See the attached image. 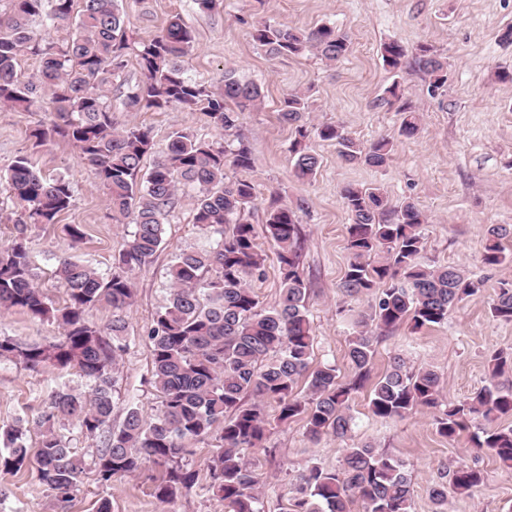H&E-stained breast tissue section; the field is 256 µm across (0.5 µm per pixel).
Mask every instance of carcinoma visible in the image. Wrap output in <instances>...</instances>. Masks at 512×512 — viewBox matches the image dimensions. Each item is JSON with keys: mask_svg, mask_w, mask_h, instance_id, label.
Here are the masks:
<instances>
[{"mask_svg": "<svg viewBox=\"0 0 512 512\" xmlns=\"http://www.w3.org/2000/svg\"><path fill=\"white\" fill-rule=\"evenodd\" d=\"M0 9V106L21 112H52L54 120L30 130L34 144L65 142L80 152L106 190L112 221L131 219L134 231L112 259V272L102 274L79 261H65L55 270L66 289L65 306L58 308L34 283L28 237L19 229L0 247V308L19 309L33 318L57 321L61 339L48 344L25 343L0 336V362L15 361L30 371L45 368L77 370L90 382L89 391L54 392L35 419L39 430L35 460L37 478L59 508L71 499L84 472V461L62 434L66 422L98 440L95 460L100 481L138 472L152 462L165 468L155 484L161 501L193 486L196 474L181 465L200 443L215 441L208 463L210 485L224 512H264L259 489L261 475L245 452L265 439V404L278 407L277 420H305L311 441L332 436L345 440L354 421L355 395L368 380L376 344L401 324L420 330L448 320V312L476 295L485 280L451 265L424 261L421 227L427 215L413 201L393 209L383 188L349 185L341 192L350 215L346 249L349 261L338 290L346 299L376 294L358 315L348 341L347 357L354 371L341 380L336 368L310 367L314 336L308 316V288L300 270L295 206L272 205L265 223L267 237L277 247L279 298L266 308L252 288L264 263L247 213L258 199L249 179L226 180L225 169L252 168L249 146L234 148L223 134L236 128L244 112L263 98L261 87L231 74L218 87L187 75L183 65L194 43L192 30L175 17L149 40L131 28L117 0H5ZM63 32L53 40L34 24ZM253 41L272 58L315 51L327 61L344 58L347 35L323 24L301 29L258 19ZM40 59L38 75L24 80L20 58ZM384 67L402 70L407 49L397 41L380 47ZM135 59L141 77L117 86L129 112H163L172 107H202L215 131L211 138L176 133L163 147L151 130L120 126L109 97L112 77ZM419 68L429 78V92L445 88L447 62L433 49L417 48ZM47 93L42 100L38 90ZM398 135L411 137L420 128L419 113L403 103ZM309 103L298 92L281 101V120L291 129L293 173L312 179L320 168L307 141L315 135L338 146L347 162L380 168L388 163L392 140L383 136L363 147L343 126H311ZM153 157L148 172L144 161ZM193 191L194 224L216 236L210 247L183 250L169 267V299L159 311L148 339L152 380L159 411L148 421L137 407L127 410L121 426L112 427V388L124 343L125 313L135 297L132 273L151 262L162 243L163 224L176 197ZM0 191L20 208L17 224H54L74 198L72 183L46 178L26 155H19L0 174ZM512 239L511 224L485 229L481 262L494 267L512 262L503 241ZM98 306L112 308V321L99 327L87 319ZM492 316L512 322V282H503L491 305ZM512 369V352H495L488 359L490 381L457 402L443 400L444 381L433 369L414 368L396 356L390 369L373 386L368 408L381 419L403 418L417 408H433L441 436L456 440L466 422H485L475 447L489 453L505 470H512V427L493 422L512 416V385L496 378ZM306 394L296 391L299 380ZM29 428L23 421L0 432V467L17 473L30 464ZM485 480L484 472L459 467L441 476L429 490L445 512L448 491L470 493ZM291 512H351L359 501L362 512H411V478L403 461L378 451L371 443L344 448L334 470L313 465L300 474Z\"/></svg>", "mask_w": 512, "mask_h": 512, "instance_id": "carcinoma-1", "label": "carcinoma"}]
</instances>
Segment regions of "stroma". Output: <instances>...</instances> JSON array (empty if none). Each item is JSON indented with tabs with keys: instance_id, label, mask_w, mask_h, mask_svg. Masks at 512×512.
I'll return each instance as SVG.
<instances>
[{
	"instance_id": "stroma-1",
	"label": "stroma",
	"mask_w": 512,
	"mask_h": 512,
	"mask_svg": "<svg viewBox=\"0 0 512 512\" xmlns=\"http://www.w3.org/2000/svg\"><path fill=\"white\" fill-rule=\"evenodd\" d=\"M118 5L145 39L156 35L171 17L180 16L195 35L184 62L192 77L214 83L230 72L260 85V108L241 114L236 129L254 159L247 173L258 191L251 222L263 230L266 209L274 200L304 205L298 237L300 266L309 288L312 366L330 364L341 377L351 374L345 357L351 327L348 316L340 312L343 298L338 291L348 263L350 216L340 193L348 185H378L392 205L411 199L428 215V224L421 228L427 258L484 278L485 286L450 311L444 324L418 331L404 324L380 339L372 379H379L399 355L436 370L452 401L487 384L489 355L512 351V322L494 319L490 313L501 282L512 281V263L489 268L480 261L487 225L512 224V82L497 78L499 72H512V44L500 40L502 31L512 26V0H221L211 11L201 10L195 0H118ZM261 17L306 29L320 24L336 27L349 36L351 51L337 62L312 52L268 57L252 40L247 25L249 19ZM390 40L411 49L425 44L445 57L447 89L430 94L429 80L412 57L400 74L386 70L380 46ZM395 81L404 100L422 115L420 132L409 138L399 136L401 116L382 100L385 88ZM294 89L307 93L311 123L342 125L366 145L392 137L387 165L345 162L335 145L313 138L308 145L320 154L321 167L312 180H297L289 152L291 131L278 116L281 99ZM111 105L119 123L150 127L161 145L177 132L206 138L214 133L199 110L129 112L118 97ZM50 119L47 112L0 109V173L15 157L26 155L44 175L69 179L74 186L73 205L58 223L28 227L36 282L60 306L66 294L54 277L58 264L81 261L99 272H111L112 256L129 227L109 219L104 189L75 147L56 142L37 148L29 141L30 127ZM68 224L86 227L84 242L74 248L64 230ZM204 240L193 222L189 195H180L167 216L153 262L133 274L136 296L126 313L128 350L112 391L113 425H120L132 406L148 418L157 412L147 334L168 302L167 272L175 255ZM0 336L48 344L60 338L61 330L54 321L13 309L0 313ZM88 387L73 370L47 368L36 373L2 361L0 428L36 418L52 392ZM369 395L365 388L355 399L352 440L372 443L405 462L411 472L412 512H435L431 486L445 469L461 465L483 469L485 480L472 495L449 494L447 512H512V473L475 448L470 432L453 441L442 437L433 412L426 409L401 420L374 418L368 411ZM267 412L271 423L265 445L250 450L248 458L264 477L260 491L265 512H288L300 472L311 464L336 469L344 444L332 437L312 442L303 419L282 424L276 420L275 406H268ZM64 435L85 461L66 510H59L29 468L15 474L0 471V512H97L104 499L111 512H224L208 490L207 461L213 453L209 445H197L184 460L196 474L194 486L162 502L153 494L160 467L147 463L137 474L104 484L94 465L95 441L75 424L66 425Z\"/></svg>"
}]
</instances>
